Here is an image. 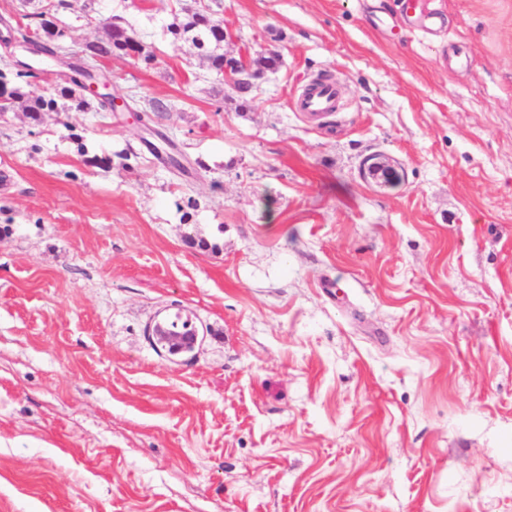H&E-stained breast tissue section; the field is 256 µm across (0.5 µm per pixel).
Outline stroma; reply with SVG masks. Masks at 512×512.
Instances as JSON below:
<instances>
[{"label": "stroma", "mask_w": 512, "mask_h": 512, "mask_svg": "<svg viewBox=\"0 0 512 512\" xmlns=\"http://www.w3.org/2000/svg\"><path fill=\"white\" fill-rule=\"evenodd\" d=\"M51 2L156 60L103 62L128 110L0 115V512H512V0H220L281 58L246 94L168 31L203 0ZM337 90L333 84L321 83L306 96L299 97L296 105L306 113H327L336 110ZM166 322L170 329V336L162 335L165 330L162 322L156 323L153 327L150 324L146 335L150 342H154V338L156 340L161 338L162 343L168 344L165 350L170 355L192 353L203 342L205 333L199 327H194L188 336H178L186 335L192 330V325H195L189 316L182 315L180 311L169 316Z\"/></svg>", "instance_id": "1"}]
</instances>
